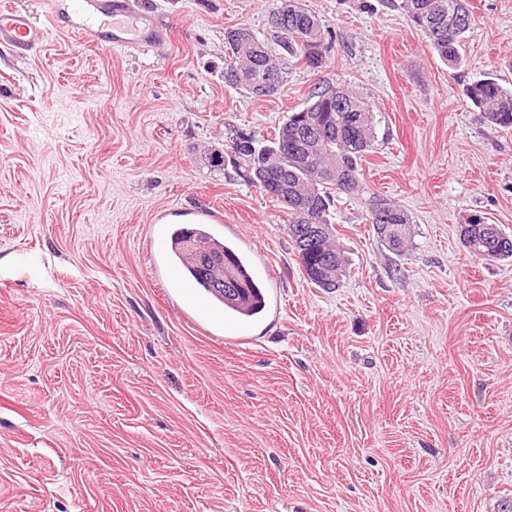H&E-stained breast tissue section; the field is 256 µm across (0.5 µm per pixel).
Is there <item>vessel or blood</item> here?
I'll return each mask as SVG.
<instances>
[{"label":"vessel or blood","mask_w":512,"mask_h":512,"mask_svg":"<svg viewBox=\"0 0 512 512\" xmlns=\"http://www.w3.org/2000/svg\"><path fill=\"white\" fill-rule=\"evenodd\" d=\"M68 9L75 14L71 35L94 44L99 39V21L132 13L133 6L130 0H79L73 6L68 5L67 0H40V13L34 16L0 4V47L20 55L43 45L59 15ZM160 40L159 33L147 29L121 26L112 29V46L116 49L150 47Z\"/></svg>","instance_id":"b4317fda"}]
</instances>
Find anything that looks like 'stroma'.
<instances>
[{
	"label": "stroma",
	"instance_id": "1",
	"mask_svg": "<svg viewBox=\"0 0 512 512\" xmlns=\"http://www.w3.org/2000/svg\"><path fill=\"white\" fill-rule=\"evenodd\" d=\"M166 38L0 50V512H495L512 496V130L469 85L512 87V0H469L459 65L395 0H299L329 31L280 93L224 81V31L278 0H139ZM372 106L358 194L331 211L339 288L310 282L288 212L229 142L273 138L318 83ZM223 162L214 165L213 154ZM413 220L399 255L364 204ZM213 211L269 298L239 323L165 275L159 228ZM473 227L472 237L473 240L466 242L462 239V244L467 249V251L473 256L479 259H486L489 261H501V260H509L512 259V247L511 251L508 253H497L494 250L487 252V249L491 247L488 242V233L484 229L496 227L499 231V234L506 235L512 239V235H509L500 228L497 224H487L486 221H475L471 220L468 222Z\"/></svg>",
	"mask_w": 512,
	"mask_h": 512
}]
</instances>
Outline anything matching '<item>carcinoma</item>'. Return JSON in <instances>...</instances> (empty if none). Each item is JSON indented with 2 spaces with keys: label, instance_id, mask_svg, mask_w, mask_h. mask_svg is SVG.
I'll use <instances>...</instances> for the list:
<instances>
[{
  "label": "carcinoma",
  "instance_id": "obj_1",
  "mask_svg": "<svg viewBox=\"0 0 512 512\" xmlns=\"http://www.w3.org/2000/svg\"><path fill=\"white\" fill-rule=\"evenodd\" d=\"M400 7L428 37L443 62L450 66L460 63L462 40L472 25L466 0H401ZM268 27L269 40L247 27L224 32L235 57L224 66V82L259 98L275 96L284 86L282 54L310 69L321 67L325 57V24L296 0L272 9ZM334 96L344 99L346 107L336 108ZM468 97L481 119L512 127V89L488 77L474 82ZM376 127L375 114L365 99L344 83H332L315 88L303 108L290 113L272 139L250 136L229 144L253 173L256 185L288 210V237L303 242L300 263L310 281L325 290L338 287L345 272V259L331 243L330 207L335 197L360 189L361 161L375 142ZM332 161L336 162L333 177L326 173ZM367 212L382 245L395 254L402 253L412 217L381 195L369 197ZM471 226L473 240L463 242L470 254L489 261L512 259V251L489 249L487 222L475 221ZM172 253L176 259L186 260L189 278L220 304L248 313L262 308L261 284L228 244L187 228L173 236ZM218 276L234 278L240 293L226 295L216 284Z\"/></svg>",
  "mask_w": 512,
  "mask_h": 512
}]
</instances>
